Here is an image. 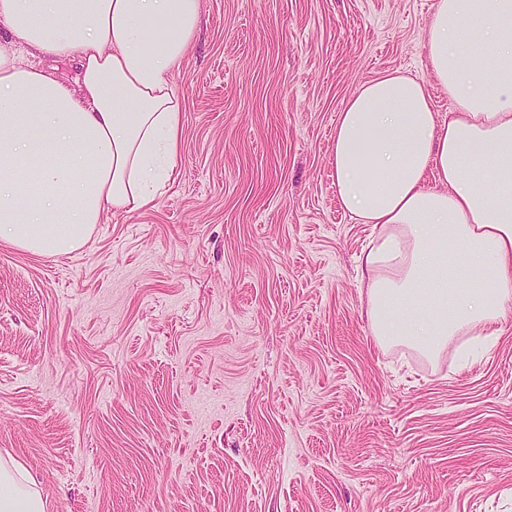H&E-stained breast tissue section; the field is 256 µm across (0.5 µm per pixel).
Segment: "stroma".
<instances>
[{
	"label": "stroma",
	"instance_id": "1",
	"mask_svg": "<svg viewBox=\"0 0 512 512\" xmlns=\"http://www.w3.org/2000/svg\"><path fill=\"white\" fill-rule=\"evenodd\" d=\"M435 0H200L153 205L48 257L0 241V454L46 512H512V311L380 346L343 102L430 79Z\"/></svg>",
	"mask_w": 512,
	"mask_h": 512
}]
</instances>
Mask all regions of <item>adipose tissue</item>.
Instances as JSON below:
<instances>
[{"mask_svg": "<svg viewBox=\"0 0 512 512\" xmlns=\"http://www.w3.org/2000/svg\"><path fill=\"white\" fill-rule=\"evenodd\" d=\"M198 14L199 0H0V240L68 254L172 182V78ZM427 66L448 113L418 77L366 82L337 115L330 162L342 208L375 231L374 336L433 356L512 304V0H435ZM0 512H46L1 457Z\"/></svg>", "mask_w": 512, "mask_h": 512, "instance_id": "obj_1", "label": "adipose tissue"}]
</instances>
